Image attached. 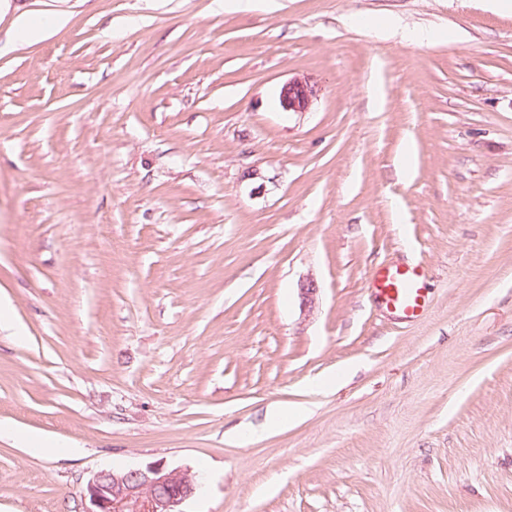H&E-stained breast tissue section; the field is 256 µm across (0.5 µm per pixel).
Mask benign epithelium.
<instances>
[{"label": "benign epithelium", "mask_w": 512, "mask_h": 512, "mask_svg": "<svg viewBox=\"0 0 512 512\" xmlns=\"http://www.w3.org/2000/svg\"><path fill=\"white\" fill-rule=\"evenodd\" d=\"M319 93V85L310 78L294 77L281 88L280 106L286 112H307ZM198 489L195 475L160 462L144 468L101 470L88 484L86 512H179L177 507Z\"/></svg>", "instance_id": "benign-epithelium-1"}]
</instances>
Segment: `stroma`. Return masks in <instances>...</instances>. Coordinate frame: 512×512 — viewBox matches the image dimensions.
Listing matches in <instances>:
<instances>
[{
  "mask_svg": "<svg viewBox=\"0 0 512 512\" xmlns=\"http://www.w3.org/2000/svg\"><path fill=\"white\" fill-rule=\"evenodd\" d=\"M13 5L0 512H87L157 461L202 480L180 512H512V8ZM298 76L320 98L284 111ZM406 263L413 322L369 287ZM65 19L61 16L43 17L38 21L19 17L15 23L11 41L14 44H32L44 38L49 31L62 26ZM319 85L308 77H294L280 91V106L284 111L303 113L309 111L318 100Z\"/></svg>",
  "mask_w": 512,
  "mask_h": 512,
  "instance_id": "35a3bbf8",
  "label": "stroma"
}]
</instances>
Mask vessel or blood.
<instances>
[{"instance_id":"1","label":"vessel or blood","mask_w":512,"mask_h":512,"mask_svg":"<svg viewBox=\"0 0 512 512\" xmlns=\"http://www.w3.org/2000/svg\"><path fill=\"white\" fill-rule=\"evenodd\" d=\"M372 286L378 302L406 321L419 319L427 306L424 275L418 266H384L374 270Z\"/></svg>"}]
</instances>
